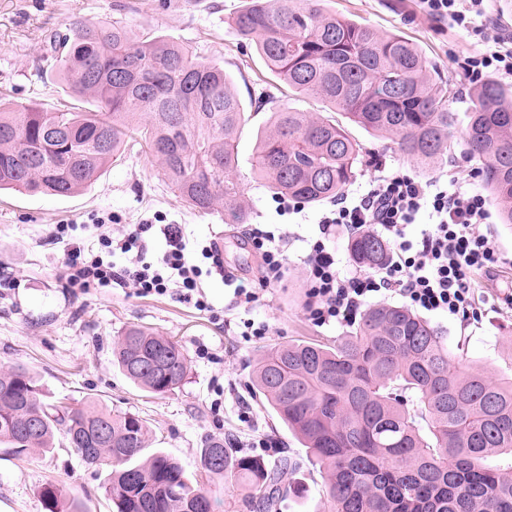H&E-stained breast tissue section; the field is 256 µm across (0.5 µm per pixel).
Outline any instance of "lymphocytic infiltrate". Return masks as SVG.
Segmentation results:
<instances>
[{"mask_svg": "<svg viewBox=\"0 0 512 512\" xmlns=\"http://www.w3.org/2000/svg\"><path fill=\"white\" fill-rule=\"evenodd\" d=\"M426 16L446 20L462 29L476 19L487 18L488 0H418ZM427 217L426 228L416 238L406 230ZM486 218L485 199L477 193L450 190L403 174L374 179L358 196H342L318 222L320 236L306 257L308 281L306 312L318 327L353 323L360 309L379 295L397 296L403 305L430 315L469 316L474 303L472 280L476 272L490 269L497 252L479 226ZM364 230L388 244L386 261L371 272L348 271L326 246L336 226ZM149 227L137 224L118 237L101 236L100 249L84 253L73 246L67 281L72 288L118 285L136 288L138 294L175 292L182 299L198 297L203 269L189 257L187 243L173 225L162 228L166 249L154 260H146L144 233ZM246 236L262 262L258 287L236 283L225 276L239 304L252 306L260 289L276 287L288 271V258L277 245L276 228L251 224ZM130 255L129 265L116 266L114 252Z\"/></svg>", "mask_w": 512, "mask_h": 512, "instance_id": "lymphocytic-infiltrate-1", "label": "lymphocytic infiltrate"}]
</instances>
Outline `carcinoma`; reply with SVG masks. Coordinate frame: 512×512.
<instances>
[{"label":"carcinoma","instance_id":"carcinoma-1","mask_svg":"<svg viewBox=\"0 0 512 512\" xmlns=\"http://www.w3.org/2000/svg\"><path fill=\"white\" fill-rule=\"evenodd\" d=\"M232 24L291 90L390 139L400 155L429 166L451 154L448 81L431 73L408 38L338 15L322 0H249ZM47 52L71 93L97 110L0 104V190L75 194L138 132L182 201L224 214L226 224L248 223L237 171L250 114L223 68L198 60L187 45L141 39L113 20L79 24L51 38ZM464 136L500 223L512 224V86L486 77L473 88ZM362 151L334 117L285 107L257 136L252 169L272 194L317 205L356 180ZM347 250L356 264L374 268L387 243L359 233ZM112 356L156 395L179 388L188 371L177 345L141 325L112 342ZM253 388L324 474L332 512H512V464H484L512 456V380L463 372L429 322L405 306L365 308L353 332L332 345L302 341L264 352ZM58 434L82 462L108 471L112 512H213V492L191 486L175 458L143 455L145 420L95 402L58 418L27 368L1 366L0 445L19 455L47 453ZM199 466L247 483V508L277 512L297 462L271 468L210 439ZM41 495L48 512H82L53 484Z\"/></svg>","mask_w":512,"mask_h":512}]
</instances>
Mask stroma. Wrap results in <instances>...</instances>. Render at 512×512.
<instances>
[{
	"instance_id": "35a3bbf8",
	"label": "stroma",
	"mask_w": 512,
	"mask_h": 512,
	"mask_svg": "<svg viewBox=\"0 0 512 512\" xmlns=\"http://www.w3.org/2000/svg\"><path fill=\"white\" fill-rule=\"evenodd\" d=\"M247 0H0V103L14 110L36 106L55 111L67 106L88 109L60 80L46 51L50 37L72 24L117 20L138 35L161 36L189 45L199 60L224 68L243 100L264 99L239 140L238 176L255 224H285L288 272L277 288L263 292L251 309L236 305L223 274L202 282L209 308L171 295L143 296L135 288H72L67 284L70 247L53 239L57 225H73V238L85 251H98L102 234H119L131 224H146L150 254L165 240L156 222L177 224L193 251L215 242L224 272L256 283L259 258L244 239V227L225 223L218 213L191 209L173 191L139 140L124 151L87 188L68 197L0 192V363L20 364L33 372L50 401L80 408L96 400L109 409L138 415L151 430L154 448L178 459L191 484L214 488L215 512H248L247 485L213 482L198 467L206 439L257 455L272 464L283 456L298 461L288 476L290 489L278 512H329L323 476L299 441L268 407L256 399L252 373L265 350L291 342L334 343L346 327H317L308 319L305 257L308 240L326 204L303 206L279 215L274 197L252 174L254 145L272 112L290 107L324 112L313 97L296 95L242 41L231 25ZM328 9L410 39L454 92L450 108L465 127L469 95L475 84L466 76L467 58L478 56L491 36H512V0H490V18L480 32H468L424 15L416 0H326ZM363 146L352 190L363 191L384 172L420 180L456 181L462 189L481 191L482 175L464 145L441 164L424 167L404 159L390 140L349 124ZM486 227L502 264L474 277L475 316L430 317L446 348L461 368L476 367L493 380L512 376V311L504 293L512 289V226L500 223L494 200L486 202ZM266 323L267 335L244 338L241 322ZM144 325L175 342L188 356L183 384L159 396L137 387L112 360V342L125 328ZM104 471L87 467L72 449L58 445L49 453L15 455L0 447V512H46L42 487L57 485L83 512H112L103 489Z\"/></svg>"
}]
</instances>
